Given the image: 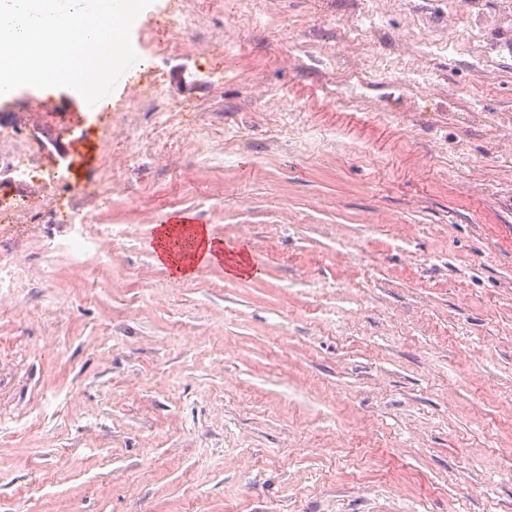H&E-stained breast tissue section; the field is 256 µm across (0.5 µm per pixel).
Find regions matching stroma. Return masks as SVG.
<instances>
[{"instance_id":"1","label":"stroma","mask_w":512,"mask_h":512,"mask_svg":"<svg viewBox=\"0 0 512 512\" xmlns=\"http://www.w3.org/2000/svg\"><path fill=\"white\" fill-rule=\"evenodd\" d=\"M421 2L446 41L430 90L397 92L410 15L391 10L370 106L340 119L321 61L299 66L275 27L336 51L347 0H263L245 25L224 0L204 35L230 56L155 55L143 31L173 0L139 14L113 109L155 85L239 141L142 160L108 197L25 185L42 209L0 226V268L29 259L0 280V512H512V30L478 73V24L503 0L473 25L461 0ZM4 111L93 184L108 112L32 87ZM74 209L107 230L87 279L57 248ZM178 213L248 246L261 275L175 279L151 240Z\"/></svg>"}]
</instances>
